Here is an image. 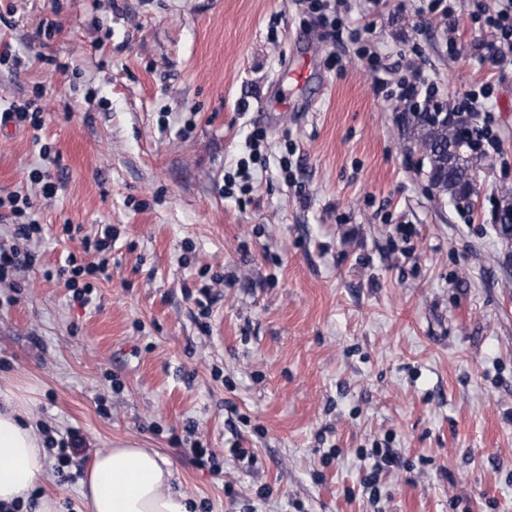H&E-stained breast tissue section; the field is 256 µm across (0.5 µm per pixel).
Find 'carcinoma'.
Masks as SVG:
<instances>
[{
  "instance_id": "cac0c4a2",
  "label": "carcinoma",
  "mask_w": 512,
  "mask_h": 512,
  "mask_svg": "<svg viewBox=\"0 0 512 512\" xmlns=\"http://www.w3.org/2000/svg\"><path fill=\"white\" fill-rule=\"evenodd\" d=\"M404 121L418 149L430 160V184L440 194L449 192L459 200L468 199L473 193V176L465 150L473 142L472 129L455 126L446 112H406Z\"/></svg>"
}]
</instances>
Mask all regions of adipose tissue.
<instances>
[{
  "label": "adipose tissue",
  "instance_id": "adipose-tissue-1",
  "mask_svg": "<svg viewBox=\"0 0 512 512\" xmlns=\"http://www.w3.org/2000/svg\"><path fill=\"white\" fill-rule=\"evenodd\" d=\"M26 399H0V504L24 503L45 469L42 431L26 417ZM168 461L124 439L95 454L81 482L85 512H190L188 496L171 484Z\"/></svg>",
  "mask_w": 512,
  "mask_h": 512
}]
</instances>
